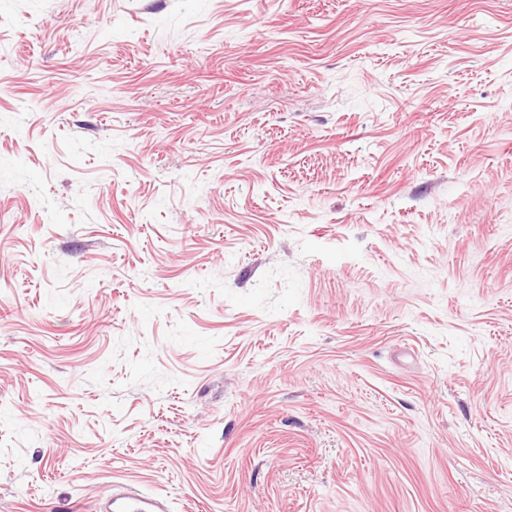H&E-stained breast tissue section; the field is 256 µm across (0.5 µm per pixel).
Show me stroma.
Returning <instances> with one entry per match:
<instances>
[{
  "label": "stroma",
  "instance_id": "1",
  "mask_svg": "<svg viewBox=\"0 0 512 512\" xmlns=\"http://www.w3.org/2000/svg\"><path fill=\"white\" fill-rule=\"evenodd\" d=\"M512 512V0H0V512ZM100 512H168V506L163 498L134 492H126L116 485L112 495L99 505Z\"/></svg>",
  "mask_w": 512,
  "mask_h": 512
}]
</instances>
